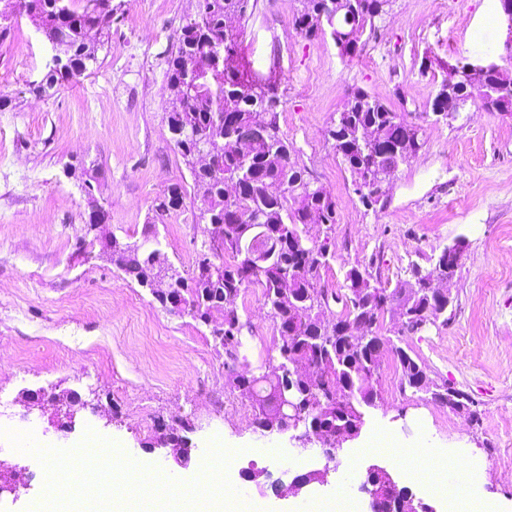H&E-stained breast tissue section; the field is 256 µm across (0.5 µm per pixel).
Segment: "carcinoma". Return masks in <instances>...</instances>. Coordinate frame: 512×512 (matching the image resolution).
I'll return each instance as SVG.
<instances>
[{"instance_id":"obj_1","label":"carcinoma","mask_w":512,"mask_h":512,"mask_svg":"<svg viewBox=\"0 0 512 512\" xmlns=\"http://www.w3.org/2000/svg\"><path fill=\"white\" fill-rule=\"evenodd\" d=\"M300 2L301 9L294 17L296 29L307 37L323 34V0ZM335 2L339 30L335 42L341 54L352 56L365 32L374 29L375 20L386 12L389 0ZM252 8L251 0H203L201 12L182 26L168 60L171 107L167 128L190 171L196 198L202 202L194 210L195 220L222 226L225 257L221 269L213 271L209 253L201 251L195 269L180 277L173 294L185 305L178 316H188L197 324H221L231 317L239 320L238 333L220 339L224 364L234 366L243 347L238 336L244 337L250 330V323L239 319L234 303L250 286L261 288L277 329L286 328L302 337L269 361L271 372L292 362L314 364L319 379L308 395L301 422L334 431L363 415L362 407L376 389L383 353L391 355L402 386L423 391L418 380L424 366L381 330L395 298L408 306L407 324L398 331L401 336L417 331L428 319L435 321L445 315L444 304L427 293L423 282L438 272L452 271V265L448 260L442 267L436 261L426 270L417 267L414 281L391 291L353 267L345 277L342 315L332 324L324 321L321 309L329 303V295L321 286V270L328 264L327 246L306 245L304 239L309 225L336 223V202L292 161L293 148L279 126L277 80H256L240 70V32L226 27V21L243 17ZM28 17L45 41L60 47L61 63L45 65L41 79L30 85L31 92L42 94L81 77L98 63L101 44L88 39V32L100 28L102 19L112 18V0H31ZM469 67L459 61L449 65L448 78L441 83L431 109L448 107V83L458 80ZM469 85L494 90L490 99L482 102L489 112L501 101L512 105V87L499 88L492 72L474 73ZM254 124L263 126L267 136L253 143L249 156L243 158L228 142L236 129ZM369 129L378 131L377 145L371 150L355 146L354 136ZM328 135L351 174L354 192L367 204L378 201L385 169L401 164L398 154H415L418 145L424 144L421 127L360 88L347 98ZM208 149L220 155L216 171L192 164L197 152ZM187 195L185 185L172 184L156 212L162 216L180 208ZM240 211L250 213L267 228L269 237L264 245L278 248L285 264L253 266L247 252L248 225L237 223ZM153 235L152 226H147L138 252L129 243L113 240L109 258L143 288L149 287L153 278L146 247ZM277 388L278 383L270 380L265 400L272 420L280 415Z\"/></svg>"}]
</instances>
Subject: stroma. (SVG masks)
Segmentation results:
<instances>
[{
    "label": "stroma",
    "instance_id": "stroma-1",
    "mask_svg": "<svg viewBox=\"0 0 512 512\" xmlns=\"http://www.w3.org/2000/svg\"><path fill=\"white\" fill-rule=\"evenodd\" d=\"M111 38L93 72L46 93H31L45 55L26 13L0 38V426L33 431L44 446L71 448L86 429L110 439L132 460L185 483L201 473L210 442L221 437L243 456L227 477L252 512H303L343 491L368 502L361 485L370 466L433 512H460L457 497L442 499L422 473L414 448L476 462L481 473L473 512H512V473L497 461L512 444V114L467 103L441 118L431 103L447 63L506 56V34L474 26L499 12V0H394L366 32L357 54L342 57L327 36L305 37L293 25L299 0H257L238 26V61L251 77L274 76L282 97L279 125L294 147L293 161L311 173L337 205V222L320 226L329 240L321 284L341 292L346 271L368 265L381 286L410 282L413 267L456 242L465 257L448 287L447 321L401 337L431 379L467 392L477 419L439 407L428 395L400 386L397 371L365 408L359 437L343 442L327 484L274 495L244 481L251 467L291 482L322 468L319 443L302 446L295 430L261 432L224 416L225 400L244 411L252 403L231 388V372L208 328L169 313L148 289L110 262L85 258L79 240L88 220L78 180L65 164L95 170L105 229L123 242L142 241L154 225L164 257L187 274L209 240L191 202L157 222L154 205L175 182L191 176L166 125L168 57L196 0H112ZM363 89L421 126L425 144L395 171L378 204L364 205L334 149L328 130L348 95ZM241 319L261 320L263 342L246 340L245 365L258 370L277 356L280 336L263 304L238 307ZM96 391L114 411L105 424L92 408L77 412L72 429H58L53 403L30 409L25 390ZM189 420L191 463L180 468L165 450L145 452L159 423ZM377 451L362 449L374 435ZM276 447L277 457L260 456ZM303 466H296V459ZM0 461L21 469L18 496L0 498V512H40L45 472L33 457L0 437Z\"/></svg>",
    "mask_w": 512,
    "mask_h": 512
}]
</instances>
